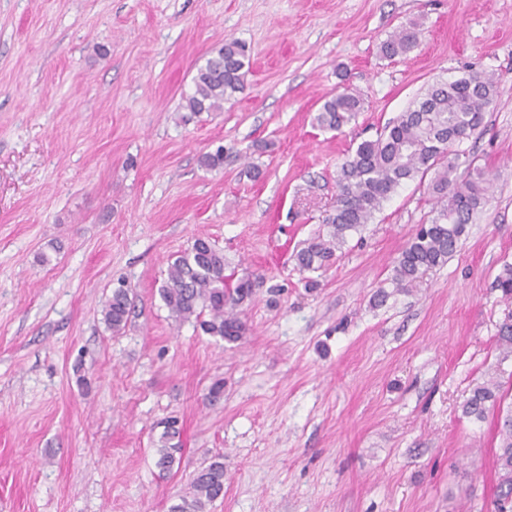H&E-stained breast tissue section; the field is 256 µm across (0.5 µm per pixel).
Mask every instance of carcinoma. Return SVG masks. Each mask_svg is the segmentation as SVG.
I'll return each instance as SVG.
<instances>
[{
  "instance_id": "obj_1",
  "label": "carcinoma",
  "mask_w": 512,
  "mask_h": 512,
  "mask_svg": "<svg viewBox=\"0 0 512 512\" xmlns=\"http://www.w3.org/2000/svg\"><path fill=\"white\" fill-rule=\"evenodd\" d=\"M418 41V24L401 26L382 44L392 58L410 52ZM249 48L237 39H227L216 53L197 69L193 90L184 97L183 108L191 113L219 112L224 103L245 89ZM497 95V81L473 72L452 81L440 80L387 123L373 140H364L341 163L336 208L324 219L326 232L304 242L295 253L302 271L315 272L330 264L347 237L371 223L396 190L405 183L430 178L428 190L436 200L430 223L418 228L394 261L390 284L395 292L414 287L422 274L443 266L458 251L467 225L488 202L489 173L470 160L466 173H457L463 151L462 139L483 131L485 113ZM359 95L343 91L325 100L315 116L316 124L338 131L355 120L361 111ZM201 166L224 168V147L202 156ZM495 288L512 300V264H506L495 279ZM172 317L195 319L202 331L227 343L239 341L245 324L236 308L253 294V283L225 274L224 253L211 242L196 239L170 264L167 279L158 289ZM131 309L130 290L119 286L103 308L104 321L114 331L125 326ZM496 341L512 354V311L497 325ZM509 390L491 378L475 386L462 411L483 420L498 411V448L495 455L497 485L495 512H512V406L503 408ZM175 423L165 424L160 436L156 466L171 469L180 443ZM224 495V458L217 457L196 473L190 492L170 506V512H204L206 505Z\"/></svg>"
}]
</instances>
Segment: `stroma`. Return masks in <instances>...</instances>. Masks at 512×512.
Returning a JSON list of instances; mask_svg holds the SVG:
<instances>
[{"mask_svg":"<svg viewBox=\"0 0 512 512\" xmlns=\"http://www.w3.org/2000/svg\"><path fill=\"white\" fill-rule=\"evenodd\" d=\"M411 19L417 46L383 57ZM228 38L251 49L245 91L186 112ZM475 71L498 97L463 147L495 181L455 256L375 302L434 215L414 181L332 265L300 271L348 151ZM347 89L356 120L317 127ZM219 147L223 169L202 168ZM200 237L254 284L238 342L159 297ZM507 263L512 0H0V512H169L219 454L206 512H493L497 419L462 405L512 378L495 343ZM121 283L133 309L116 332L102 309ZM168 417L180 448L162 474Z\"/></svg>","mask_w":512,"mask_h":512,"instance_id":"1","label":"stroma"}]
</instances>
